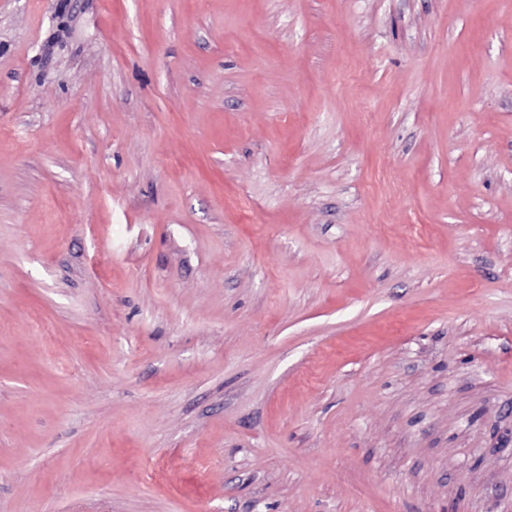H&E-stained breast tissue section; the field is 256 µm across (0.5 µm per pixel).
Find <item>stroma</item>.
Returning a JSON list of instances; mask_svg holds the SVG:
<instances>
[{
	"label": "stroma",
	"instance_id": "obj_1",
	"mask_svg": "<svg viewBox=\"0 0 512 512\" xmlns=\"http://www.w3.org/2000/svg\"><path fill=\"white\" fill-rule=\"evenodd\" d=\"M0 512H512V0H0Z\"/></svg>",
	"mask_w": 512,
	"mask_h": 512
}]
</instances>
